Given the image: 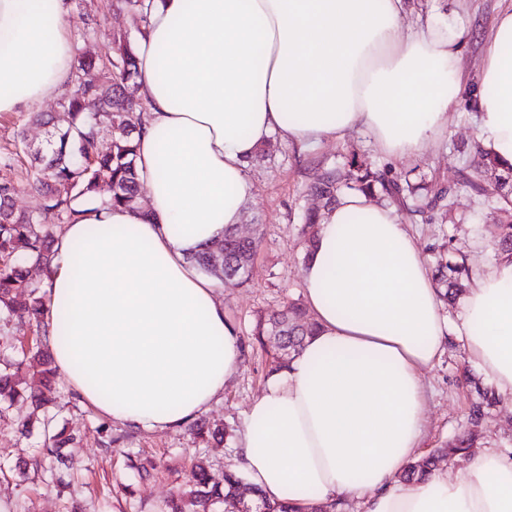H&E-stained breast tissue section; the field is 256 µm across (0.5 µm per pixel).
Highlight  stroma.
Masks as SVG:
<instances>
[{"label":"stroma","instance_id":"obj_1","mask_svg":"<svg viewBox=\"0 0 512 512\" xmlns=\"http://www.w3.org/2000/svg\"><path fill=\"white\" fill-rule=\"evenodd\" d=\"M100 22L94 34L81 37L80 0H67L72 21L75 56L91 57L113 45L117 34L133 32L132 19L112 11L111 0H94ZM512 0H408L403 24L426 22L463 25L472 32L461 51L463 82L456 101L448 109L447 125L437 141L414 157H388L370 137L355 131L344 139L301 152L270 136L259 156L248 165L255 184L245 203L240 231L258 237L249 269V281L238 286L227 282L217 291L224 314L238 329L243 361L224 387L221 399L202 414L208 426L228 431L221 442L195 438L191 427L149 431L107 419L82 404L65 380H58V426L80 438L79 447L68 449L69 485L60 487L49 473L20 475L18 458L40 457L44 436L33 429L28 436L17 431L30 408L18 401L9 410L8 422L0 423V512H161L165 500L187 481L192 455L206 457L215 480L225 469L240 468L237 442L250 403L259 398L270 378V361L251 336L258 317L278 313L289 302L303 301L301 269L304 264V222L307 210L318 201L310 186L329 169L347 167L351 160L398 183L431 184L449 190L437 207H427L416 195H406L399 212L428 263H435V247L445 236L464 255L474 274L495 265L496 256L488 223L499 206L494 195H480L465 187V174L476 173V85L484 42L496 15ZM40 147L46 127L29 123L27 111L0 114V151L12 148L17 135ZM470 363L463 346L445 348L440 358L422 373L426 397L423 451H431L461 434L467 427V409L477 388L492 389L488 376L479 375V387L467 386L464 369ZM111 446H104V439ZM483 441L503 452L512 450V402L499 400L485 421Z\"/></svg>","mask_w":512,"mask_h":512}]
</instances>
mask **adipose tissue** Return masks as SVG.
I'll list each match as a JSON object with an SVG mask.
<instances>
[{
    "label": "adipose tissue",
    "instance_id": "1",
    "mask_svg": "<svg viewBox=\"0 0 512 512\" xmlns=\"http://www.w3.org/2000/svg\"><path fill=\"white\" fill-rule=\"evenodd\" d=\"M403 0H154L136 45L146 110L135 162L148 203L85 202L44 281V329L80 400L108 418L176 430L208 411L242 363L218 283L192 254L240 224L249 158L279 135L306 148L368 134L424 152L462 80L466 27L402 26ZM66 0H0V113L65 91L75 57ZM477 136L512 166V7L479 73ZM317 331L250 406L239 453L270 499L355 500L363 512H512V455L400 480L419 456L421 372L450 336L512 399V262L481 274L458 324L396 207L367 194L326 210L302 269Z\"/></svg>",
    "mask_w": 512,
    "mask_h": 512
}]
</instances>
